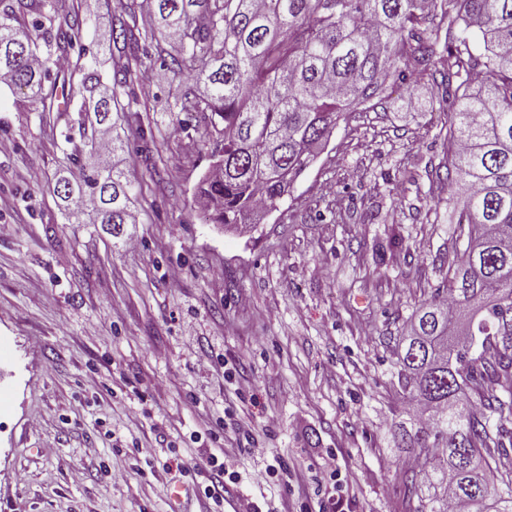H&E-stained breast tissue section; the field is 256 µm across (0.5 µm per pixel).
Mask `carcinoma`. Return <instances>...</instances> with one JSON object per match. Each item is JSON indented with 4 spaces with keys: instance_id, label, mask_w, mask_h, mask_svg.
I'll use <instances>...</instances> for the list:
<instances>
[{
    "instance_id": "cac0c4a2",
    "label": "carcinoma",
    "mask_w": 512,
    "mask_h": 512,
    "mask_svg": "<svg viewBox=\"0 0 512 512\" xmlns=\"http://www.w3.org/2000/svg\"><path fill=\"white\" fill-rule=\"evenodd\" d=\"M112 27L123 58L111 85L87 68L66 95L74 112L93 110L79 126L73 170L53 193L80 223L81 204L117 231L134 218L132 181L117 166L87 168L110 114L128 112L135 135L147 130L131 112L135 88L154 65L186 89L169 107L176 131L210 148L197 187L206 221L233 231L259 224L315 161L336 119L357 112L389 80L405 81L430 63L448 98L443 158L428 176L449 187L450 223L462 252L448 278L413 313L395 352V377L408 404H427L428 419L398 424L397 445L415 450L427 495L411 512H448V499L472 508L490 499L491 448L512 424V0H126ZM43 29L42 37L34 31ZM77 34L28 27L15 11L0 14V73L31 99L47 101L51 47ZM512 512V479L493 498Z\"/></svg>"
}]
</instances>
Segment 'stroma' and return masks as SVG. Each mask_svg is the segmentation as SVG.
<instances>
[{"label":"stroma","instance_id":"35a3bbf8","mask_svg":"<svg viewBox=\"0 0 512 512\" xmlns=\"http://www.w3.org/2000/svg\"><path fill=\"white\" fill-rule=\"evenodd\" d=\"M119 12L52 0L44 24L78 25L107 80ZM439 81L386 85L232 234L204 219L207 149L174 130L179 87L153 69L136 90L152 136L114 158L135 177L118 236L70 223L53 193L66 135L94 113L22 109L0 85V512H169L176 486L184 512H212V456L251 512H297L335 490L317 482L330 452L347 512H410L394 339L456 246L447 193L422 175L442 157ZM280 462L289 481L269 473Z\"/></svg>","mask_w":512,"mask_h":512}]
</instances>
